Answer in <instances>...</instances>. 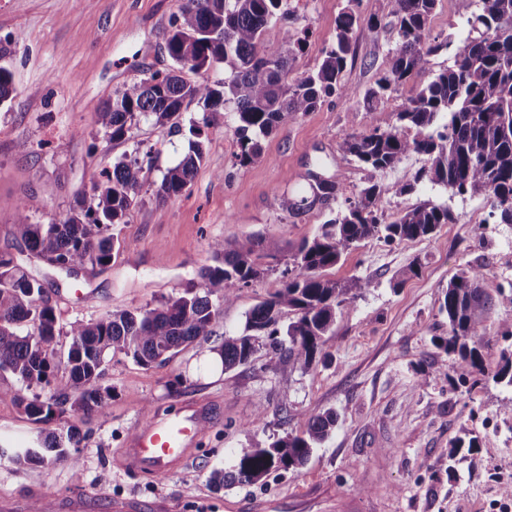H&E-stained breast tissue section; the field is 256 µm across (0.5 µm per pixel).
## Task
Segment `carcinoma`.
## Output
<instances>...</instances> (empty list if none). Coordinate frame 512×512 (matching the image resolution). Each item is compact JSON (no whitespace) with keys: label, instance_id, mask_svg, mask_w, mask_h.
Segmentation results:
<instances>
[{"label":"carcinoma","instance_id":"obj_1","mask_svg":"<svg viewBox=\"0 0 512 512\" xmlns=\"http://www.w3.org/2000/svg\"><path fill=\"white\" fill-rule=\"evenodd\" d=\"M437 3L394 0L396 39L388 51L386 71L365 98L369 110H378L392 90L451 45L428 39ZM282 5L283 0H182L166 43L175 67L153 72L119 92L98 113V132L109 140H122L139 117L164 127L187 99L201 105V121L209 125L213 114L229 102L237 114L238 164L260 159L261 140L282 122L313 111L329 97L346 95L342 77L353 53L356 16L347 8L336 18L335 39L317 69L288 81V67L303 50L307 32L281 30L276 34L277 53L267 52ZM468 23L469 34L456 48L450 66L435 74L399 111L386 114L383 124L343 138L340 151L365 172L363 188L345 199L344 211L322 225L318 235L292 248L282 270V287L246 315L240 334L224 337L216 347L224 371L251 363L260 348L265 350L267 369L290 362L310 367L337 310L371 287L370 281L356 276L344 282L327 279L326 269L369 238L415 240L433 234L442 224L457 222L448 204L430 201L392 222L381 220L380 177L404 157L416 154L428 163L416 179L428 177L451 198L483 196L490 200L495 223L512 224V0H478ZM11 44L0 41V107L12 102L16 92L14 73L2 63L11 53ZM217 63L230 68L229 80L204 78L188 83L178 75L186 67L206 73ZM150 154L146 151L142 159L126 156L102 172L92 195L77 201L63 221L34 224L31 205L21 203L14 224L26 248L49 268L66 274L89 264L109 263L115 249L109 230L126 223L138 204L151 170L145 164ZM203 157L202 143L189 141L184 157L164 172L156 197L166 200L181 194ZM342 194L344 187L338 182L317 179L310 195L286 198L283 206L295 217ZM212 248L217 264L202 268L199 282L181 295L145 312L116 311L75 321L66 331L57 327L44 284L25 272L12 255L0 253V375L10 374L28 389L50 384L56 362L49 346L62 332L71 337L65 364L68 378L56 384L49 402L27 400L16 391L2 389L0 399L11 396L34 421L61 419L69 413L102 415L112 392V387L104 385L109 353L123 352L137 364L151 367L169 361L182 347L217 335L221 309L233 301L235 290L259 280L273 267L264 262L267 255L250 239L234 244L218 241ZM482 277L481 271L469 268L450 279L440 305L448 318V336L438 339V346L457 356L460 366L479 372L492 307V297L479 287ZM289 315L292 320L282 332L278 325ZM492 380L512 388V349L502 350ZM335 425L333 411L314 415L299 434L290 433L266 447L244 449L234 470L216 471L212 481L219 486L256 483L273 470L298 469ZM79 440L78 428L64 425L47 432L34 447L14 450L10 459L37 466L73 464L72 449Z\"/></svg>","mask_w":512,"mask_h":512}]
</instances>
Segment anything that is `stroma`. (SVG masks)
<instances>
[{"label":"stroma","instance_id":"35a3bbf8","mask_svg":"<svg viewBox=\"0 0 512 512\" xmlns=\"http://www.w3.org/2000/svg\"><path fill=\"white\" fill-rule=\"evenodd\" d=\"M393 0H286L275 29L309 30L290 78L316 69L333 42L336 18L352 8L354 54L343 80L345 99L331 98L314 111L283 122L262 142L256 162L236 165L237 118L232 104L202 128L204 158L178 197L157 202L153 185L187 150L190 127L201 115L185 101L174 122L159 128L132 124L125 139L103 140L97 114L132 82L173 62L166 49L180 0H0V39H12L8 63L16 96L0 107V253L16 257L47 284L60 327L115 311L158 307L215 262L211 246L251 237L264 251H283L313 238L321 224L343 210V200L317 204L296 217L284 198L309 194L315 177L330 178L357 193L365 173L338 149L351 132L381 124L450 63L448 52L431 57L384 102L365 108L364 98L387 68L395 39ZM474 0H438L430 39L462 42ZM153 150L150 184L114 234L109 265L88 267L60 280L30 255L14 233L20 201L32 205V220H64L79 196L91 195L103 170L136 147ZM420 156L404 158L382 177L378 207L385 221L425 201L449 202L458 215L431 236L388 243L373 238L325 272L344 281L357 276L372 286L336 316L323 351L307 369L288 364L265 368L263 355L225 371L214 341L193 344L164 364L140 366L121 352L110 354L105 381L112 387L104 415L76 414L81 441L77 466L16 464L0 459V502L13 512H31L36 494L79 500L83 512H336L351 500L357 512H499L512 485V390L490 378L512 327V224L494 223L482 197L449 198L430 181L415 182ZM414 183L408 194L393 184ZM483 273L482 286L495 297L482 348V381L460 368L435 343L448 334L439 305L449 279L463 268ZM282 286L280 270L237 289L221 311L223 334L242 332L247 313ZM214 398L212 420L191 462L168 474L122 469L116 451L145 409H174L189 394ZM264 418H257L258 404ZM328 410L338 420L329 438L296 470L279 469L254 484L217 488L216 470L229 469L243 449L268 445L305 429ZM46 424L26 418L11 400H0V447L32 445ZM475 440L448 464L451 441Z\"/></svg>","mask_w":512,"mask_h":512}]
</instances>
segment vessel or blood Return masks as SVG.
I'll use <instances>...</instances> for the list:
<instances>
[{
    "instance_id": "obj_1",
    "label": "vessel or blood",
    "mask_w": 512,
    "mask_h": 512,
    "mask_svg": "<svg viewBox=\"0 0 512 512\" xmlns=\"http://www.w3.org/2000/svg\"><path fill=\"white\" fill-rule=\"evenodd\" d=\"M208 408L206 399L189 396L174 410L154 414L138 424L120 451L125 468L163 474L185 466L209 426Z\"/></svg>"
}]
</instances>
